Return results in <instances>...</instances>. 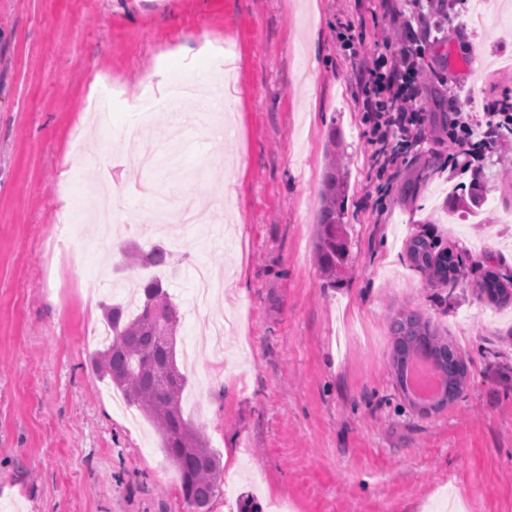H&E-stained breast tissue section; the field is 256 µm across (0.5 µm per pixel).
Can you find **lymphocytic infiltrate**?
<instances>
[{
  "label": "lymphocytic infiltrate",
  "mask_w": 512,
  "mask_h": 512,
  "mask_svg": "<svg viewBox=\"0 0 512 512\" xmlns=\"http://www.w3.org/2000/svg\"><path fill=\"white\" fill-rule=\"evenodd\" d=\"M442 0H396L400 19L396 32L386 37L381 48L361 54L355 26L336 28V40L351 56L362 57L357 79L363 97L365 133L375 147L380 171L405 157L426 139L421 92L427 79L424 63L431 38L432 17L440 14ZM446 134L449 143L466 154L469 161L481 160L503 134L512 132V101L505 99L494 111L477 115L451 103Z\"/></svg>",
  "instance_id": "obj_1"
}]
</instances>
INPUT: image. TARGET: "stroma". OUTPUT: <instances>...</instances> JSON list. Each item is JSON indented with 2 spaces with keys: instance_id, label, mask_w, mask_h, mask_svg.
I'll use <instances>...</instances> for the list:
<instances>
[{
  "instance_id": "1",
  "label": "stroma",
  "mask_w": 512,
  "mask_h": 512,
  "mask_svg": "<svg viewBox=\"0 0 512 512\" xmlns=\"http://www.w3.org/2000/svg\"><path fill=\"white\" fill-rule=\"evenodd\" d=\"M488 26L433 33L422 91L427 139L385 200L355 79L336 40L350 21L364 51L399 24L384 0H0V512H191L143 416L112 409L92 363L103 303L151 277L128 241L172 253L160 275L179 308L184 415L224 455L211 512L251 496L262 512H512V305L482 301L486 271L512 274V137L483 176L449 177L444 120L456 86L477 104L512 99V0H484ZM223 72L174 125L176 79ZM111 90L110 121L90 103ZM347 177L348 254L335 278L315 257L328 144ZM101 157L79 173L84 153ZM486 202L450 218L454 189ZM117 187L108 239L81 218L88 188ZM96 247L70 253L69 297L46 255L62 220ZM461 255L458 286L416 269L410 237ZM225 283L198 302L197 267ZM415 310L460 349L468 382L451 405L409 406L391 368V319ZM236 317L214 358L207 322Z\"/></svg>"
}]
</instances>
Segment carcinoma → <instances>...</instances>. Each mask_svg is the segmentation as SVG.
Instances as JSON below:
<instances>
[{"mask_svg":"<svg viewBox=\"0 0 512 512\" xmlns=\"http://www.w3.org/2000/svg\"><path fill=\"white\" fill-rule=\"evenodd\" d=\"M330 149L321 189L316 258L320 266L334 273L343 264L347 245L341 234L344 224L343 200L346 181L336 160V130L329 135ZM407 252L414 266L441 284L456 283L459 258L447 249L435 251L428 240L412 237ZM126 256L143 268H164L171 253L162 245L145 251L129 250ZM479 294L490 303L512 302V276L489 270L477 284ZM135 310L114 302L104 306V322L111 340L96 351L92 362L100 377L120 391L126 402L136 407L155 427L166 460L177 471L184 500L192 512H210L209 504L219 490L223 468L221 456L202 431L182 410L187 375L177 362L176 331L179 312L164 285L154 276L140 284ZM391 356L396 380L408 401L424 411L439 409L455 401L463 391L468 369L461 352L430 329V324L414 311H406L392 321ZM420 354L432 361L440 379V391L428 401L414 396L408 385V370Z\"/></svg>","mask_w":512,"mask_h":512,"instance_id":"cac0c4a2","label":"carcinoma"}]
</instances>
